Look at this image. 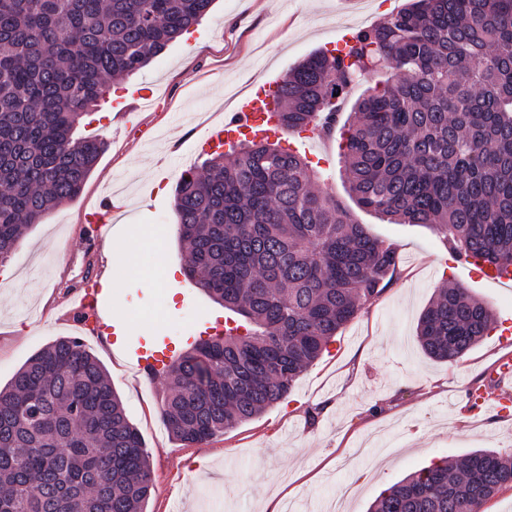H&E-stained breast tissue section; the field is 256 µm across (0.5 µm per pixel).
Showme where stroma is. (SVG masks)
I'll list each match as a JSON object with an SVG mask.
<instances>
[{"label":"stroma","instance_id":"obj_1","mask_svg":"<svg viewBox=\"0 0 512 512\" xmlns=\"http://www.w3.org/2000/svg\"><path fill=\"white\" fill-rule=\"evenodd\" d=\"M404 0H215L201 24L173 42L142 72L116 84L114 99L137 113L136 124L110 105L82 135L108 147L79 198L51 210L26 229L5 268L18 283L0 287V384L38 349L69 335L63 315L70 294L97 274L112 277L121 248L92 238L84 209L98 206L109 188L120 191L127 225H150L166 264L152 250L137 253L140 269L161 279L158 288L114 279L112 313L131 312L129 336L156 331L178 337L199 321L221 325L229 313L191 283L176 230L173 189L187 170H202L195 117L224 116L252 80L282 78L316 49L341 47L345 36L386 18ZM151 85L146 102L129 92ZM282 147L306 157L313 178L354 220L386 244L399 264L378 300L340 329L289 398L202 446H184L167 431L161 401L167 377L138 381L111 348L88 336L84 344L106 368L127 416L150 455L154 489L147 512H263L270 498L290 512H330L342 495L343 512H367L380 491L430 460L487 448L512 452V419L471 413L469 389L486 388L494 363L511 352L498 333L458 361L430 359L415 335L418 319L440 290L459 285L486 302L496 319H512V288L453 264L443 236L418 224H391L360 209L349 196L337 138L281 132ZM172 278H165L166 269Z\"/></svg>","mask_w":512,"mask_h":512}]
</instances>
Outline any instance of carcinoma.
<instances>
[{
    "label": "carcinoma",
    "instance_id": "obj_1",
    "mask_svg": "<svg viewBox=\"0 0 512 512\" xmlns=\"http://www.w3.org/2000/svg\"><path fill=\"white\" fill-rule=\"evenodd\" d=\"M214 0H0V263L24 228L74 201L105 150L76 137L114 81L145 68ZM395 79L354 104L339 148L358 207L433 227L457 257L512 268V0H408L281 80L279 129L333 135L349 86ZM174 197L188 279L239 316L168 369L162 415L203 445L288 397L337 332L376 300L397 249L325 191L307 159L267 137L214 153ZM463 287L421 313L417 340L453 363L493 329ZM512 485V455L441 458L383 490L370 512H482ZM150 456L108 375L77 336L0 388V512H146ZM392 76V73L390 70L387 69H380L376 71L375 73L371 74L370 76H367L365 79H362L357 84L353 85L352 89L350 90V95L347 96L345 100L346 105V112L343 114L342 118V124L344 121H354V113L350 112L352 104L357 100V98L371 85H374L375 83H383L390 79Z\"/></svg>",
    "mask_w": 512,
    "mask_h": 512
}]
</instances>
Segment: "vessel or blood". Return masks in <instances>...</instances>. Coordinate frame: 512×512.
<instances>
[{"label": "vessel or blood", "instance_id": "b4317fda", "mask_svg": "<svg viewBox=\"0 0 512 512\" xmlns=\"http://www.w3.org/2000/svg\"><path fill=\"white\" fill-rule=\"evenodd\" d=\"M278 88L275 82L259 83L254 91L241 97L234 112L223 123L210 126L200 138L197 149L207 153L218 146L232 147L241 136H263L273 134L277 124L276 99ZM116 214L111 203H104L92 210L86 221L92 224L97 237H107L112 231ZM69 304L74 309L95 313V320L85 327L93 336L108 342L113 350L131 363L146 381H154L163 373L168 363L177 355L179 344H191L196 337L211 334L210 326H198L194 333L177 341L167 336H158L150 341H133L130 336L118 331L113 323L111 297L100 287L82 288L73 294ZM495 394L480 391L476 394L478 404L493 409L497 415L512 414V398L503 391L512 384V357L503 356L491 369Z\"/></svg>", "mask_w": 512, "mask_h": 512}]
</instances>
